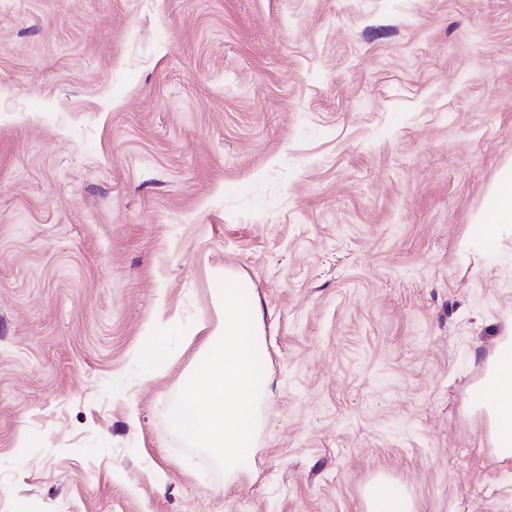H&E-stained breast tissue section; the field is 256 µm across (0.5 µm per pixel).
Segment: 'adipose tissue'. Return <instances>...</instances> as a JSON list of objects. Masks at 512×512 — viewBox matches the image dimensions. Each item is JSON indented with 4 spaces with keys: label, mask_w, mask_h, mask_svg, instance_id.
Here are the masks:
<instances>
[{
    "label": "adipose tissue",
    "mask_w": 512,
    "mask_h": 512,
    "mask_svg": "<svg viewBox=\"0 0 512 512\" xmlns=\"http://www.w3.org/2000/svg\"><path fill=\"white\" fill-rule=\"evenodd\" d=\"M489 196L493 203L483 210L474 235L491 248L512 228V168L501 171ZM471 399L486 410L495 446L502 455L512 456V325L498 337L487 377L473 389Z\"/></svg>",
    "instance_id": "1"
}]
</instances>
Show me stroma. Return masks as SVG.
<instances>
[{"label":"stroma","mask_w":512,"mask_h":512,"mask_svg":"<svg viewBox=\"0 0 512 512\" xmlns=\"http://www.w3.org/2000/svg\"><path fill=\"white\" fill-rule=\"evenodd\" d=\"M508 166L512 0H0V512H512L470 397ZM228 269L270 377L231 477L167 421ZM489 198H493V203L483 210L475 224L474 235L486 247L492 248L506 230L510 228L512 231V168L501 171ZM367 512H416L414 503L404 495L397 496L384 478H377L365 492Z\"/></svg>","instance_id":"obj_1"}]
</instances>
